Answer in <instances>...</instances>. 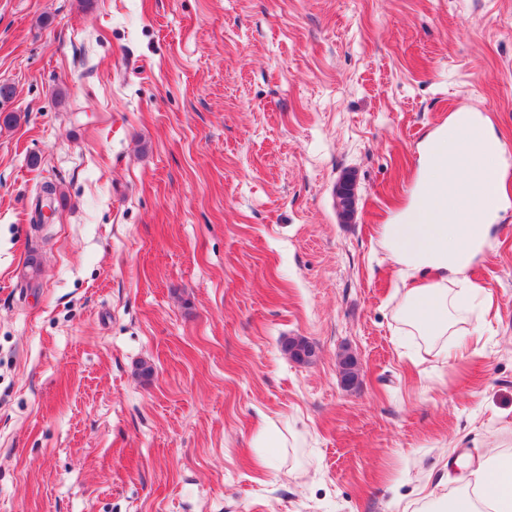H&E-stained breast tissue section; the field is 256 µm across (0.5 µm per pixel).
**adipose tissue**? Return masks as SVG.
Instances as JSON below:
<instances>
[{
	"instance_id": "adipose-tissue-1",
	"label": "adipose tissue",
	"mask_w": 512,
	"mask_h": 512,
	"mask_svg": "<svg viewBox=\"0 0 512 512\" xmlns=\"http://www.w3.org/2000/svg\"><path fill=\"white\" fill-rule=\"evenodd\" d=\"M500 154L478 115H453L425 143L411 206L379 231L398 271L394 317L403 335L443 359L459 316L485 296L467 272L491 240ZM439 481L447 493L425 494L421 512H512V449L446 460Z\"/></svg>"
}]
</instances>
